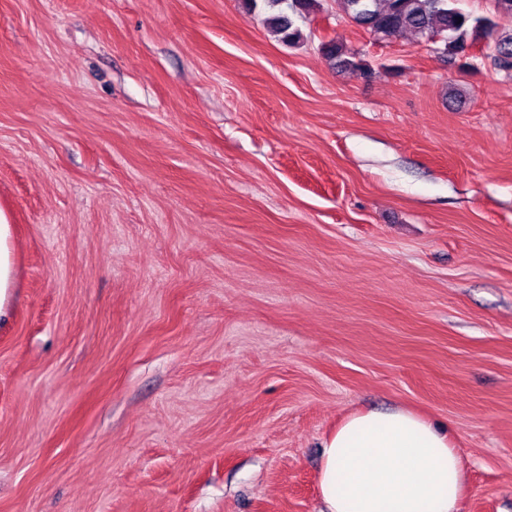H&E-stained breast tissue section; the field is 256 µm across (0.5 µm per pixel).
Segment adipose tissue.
Returning a JSON list of instances; mask_svg holds the SVG:
<instances>
[{
	"label": "adipose tissue",
	"instance_id": "obj_1",
	"mask_svg": "<svg viewBox=\"0 0 512 512\" xmlns=\"http://www.w3.org/2000/svg\"><path fill=\"white\" fill-rule=\"evenodd\" d=\"M322 457V512H457L464 490L449 429L403 408L347 416Z\"/></svg>",
	"mask_w": 512,
	"mask_h": 512
}]
</instances>
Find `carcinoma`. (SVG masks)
Segmentation results:
<instances>
[{"label": "carcinoma", "mask_w": 512, "mask_h": 512, "mask_svg": "<svg viewBox=\"0 0 512 512\" xmlns=\"http://www.w3.org/2000/svg\"><path fill=\"white\" fill-rule=\"evenodd\" d=\"M271 11L267 25L281 40L296 44L302 32L295 19L304 18L316 7L315 0H263ZM457 0H339L346 15L360 21L380 39L405 32L442 36L441 55L448 60L466 59L469 50L485 45L492 49L496 68L512 76V31H503L490 17H474L456 6ZM322 54L344 71L359 76L371 72L369 63L354 55L345 56L340 43L321 44Z\"/></svg>", "instance_id": "1"}]
</instances>
